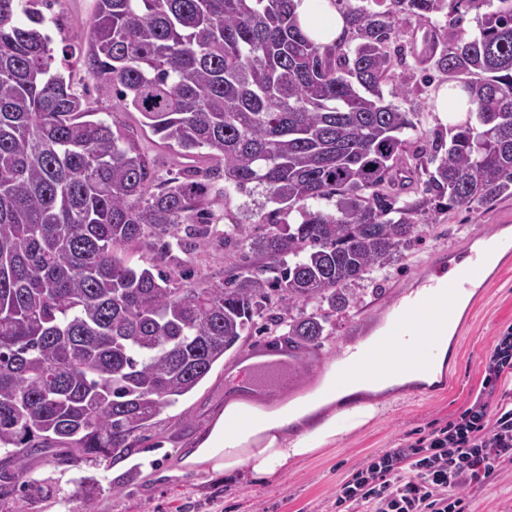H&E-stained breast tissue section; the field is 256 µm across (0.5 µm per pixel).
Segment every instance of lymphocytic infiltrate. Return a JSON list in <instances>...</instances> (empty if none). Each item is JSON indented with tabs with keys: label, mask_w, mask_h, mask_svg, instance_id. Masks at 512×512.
<instances>
[{
	"label": "lymphocytic infiltrate",
	"mask_w": 512,
	"mask_h": 512,
	"mask_svg": "<svg viewBox=\"0 0 512 512\" xmlns=\"http://www.w3.org/2000/svg\"><path fill=\"white\" fill-rule=\"evenodd\" d=\"M512 377V328L486 362L482 397L443 427L374 454L336 491V512H467L460 490L512 461V402L491 403Z\"/></svg>",
	"instance_id": "obj_1"
}]
</instances>
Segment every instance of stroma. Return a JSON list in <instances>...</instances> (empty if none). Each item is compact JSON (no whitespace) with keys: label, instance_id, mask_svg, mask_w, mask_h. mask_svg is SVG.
Returning <instances> with one entry per match:
<instances>
[{"label":"stroma","instance_id":"stroma-1","mask_svg":"<svg viewBox=\"0 0 512 512\" xmlns=\"http://www.w3.org/2000/svg\"><path fill=\"white\" fill-rule=\"evenodd\" d=\"M95 0H56L44 8L45 29L52 38L56 56H67L73 87L86 93L96 118L134 133L142 150L156 162L159 176L177 168V159L142 126L136 112L116 108L109 85L92 79L80 58L86 52L82 32L94 11ZM404 58L393 66L394 81L408 86L406 94L394 97L401 110H421L416 129L406 131L412 147L400 162L397 177L403 185L401 199L421 198L423 184L416 170L415 147L425 145L436 130H447L439 112L432 108L443 77L426 83L421 79L420 58L429 26L414 17L401 16L397 23ZM216 227L241 224L251 232H261V201L230 192L214 204ZM512 235V198L494 205L446 208L420 217L411 245L401 248L397 260L373 281L353 284V299L346 311L332 317L329 334L318 349L309 353L310 373L295 369L288 373L285 396L311 388L316 374L339 357L344 347L364 340L387 321L396 306L414 292L432 267L436 256L452 253L456 260L466 258L476 237L497 231ZM174 266L193 270L196 280H227L242 273L259 272L267 265L264 255L239 251L211 240L194 252L173 250ZM464 328L450 341L447 368L456 373L458 386L452 393H432L430 385L413 387L386 396L379 414L364 426L338 436L335 444L289 464L277 479L262 481L240 472L231 476L196 471L184 466L186 451L193 448L209 427L224 397L235 366L262 351L269 350L267 336H251L239 348L219 361L208 376L173 406L165 408L149 428L135 452L110 459L94 467L99 489L96 512H334L337 488L375 453L397 448L441 427L456 416L478 391L487 358L497 336L512 327V261L492 273L476 301L462 312ZM30 477L51 479L60 490L56 499L35 506L34 512H80L77 481L80 471L46 463L32 457L25 464ZM134 481H127L129 471ZM464 495L469 512H512V463L504 464L492 477L468 486Z\"/></svg>","mask_w":512,"mask_h":512}]
</instances>
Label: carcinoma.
<instances>
[{
    "instance_id": "carcinoma-1",
    "label": "carcinoma",
    "mask_w": 512,
    "mask_h": 512,
    "mask_svg": "<svg viewBox=\"0 0 512 512\" xmlns=\"http://www.w3.org/2000/svg\"><path fill=\"white\" fill-rule=\"evenodd\" d=\"M484 6L478 33L466 34L462 12ZM17 7L0 0V464L16 466L0 467V512L49 498L46 480L24 477L32 456L79 467L129 453L134 433L191 392L267 308L317 303L266 330L288 325L296 359L320 345L348 285L390 266L428 204L512 197V0L352 9L332 45L302 30L293 0H96L83 65L184 159L167 178L132 134L89 119L54 67L42 13L26 9L21 22ZM441 12L448 23L433 29L425 62L476 110L418 151L431 198L401 203L383 188L416 128L383 94L396 23ZM201 149L215 165H197ZM231 188L277 205L257 238L241 224L224 230V243L269 265L173 287L170 239L210 243L211 206ZM322 199L334 209L311 205ZM293 211L292 231L273 229ZM133 244L154 258L131 264L123 250ZM96 487L83 479L82 512H95Z\"/></svg>"
}]
</instances>
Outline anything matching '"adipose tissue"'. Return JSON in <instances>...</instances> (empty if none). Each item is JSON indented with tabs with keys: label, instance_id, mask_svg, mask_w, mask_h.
Instances as JSON below:
<instances>
[{
	"label": "adipose tissue",
	"instance_id": "obj_1",
	"mask_svg": "<svg viewBox=\"0 0 512 512\" xmlns=\"http://www.w3.org/2000/svg\"><path fill=\"white\" fill-rule=\"evenodd\" d=\"M294 3L302 29L315 42L328 45L343 33L346 20L332 0ZM414 299L437 315L433 329L422 332L408 324L345 350L337 366L331 367L318 387L305 395L269 405L228 400L196 448L186 453L184 464L227 474L246 471L262 480L270 478L289 461L335 443L337 436L364 425L378 412L377 403L345 406L342 398L362 390L379 393L441 376L459 320V306L448 299H434L423 289L415 293ZM379 351L385 352L395 368L387 375L373 377L359 363Z\"/></svg>",
	"mask_w": 512,
	"mask_h": 512
}]
</instances>
